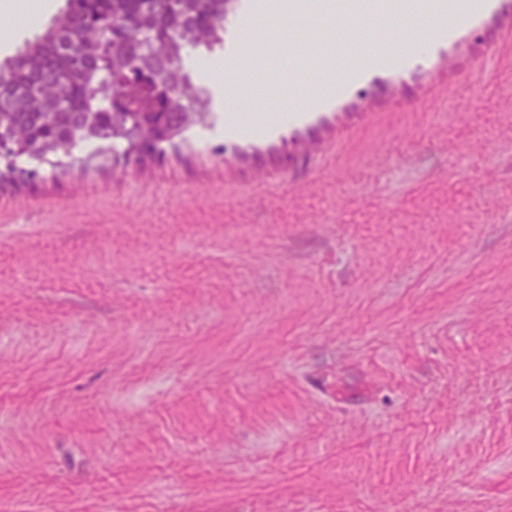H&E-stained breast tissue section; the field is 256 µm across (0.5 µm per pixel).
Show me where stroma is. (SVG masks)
<instances>
[{"label": "stroma", "instance_id": "35a3bbf8", "mask_svg": "<svg viewBox=\"0 0 512 512\" xmlns=\"http://www.w3.org/2000/svg\"><path fill=\"white\" fill-rule=\"evenodd\" d=\"M501 2L431 108L0 188V512H512Z\"/></svg>", "mask_w": 512, "mask_h": 512}]
</instances>
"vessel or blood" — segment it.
Wrapping results in <instances>:
<instances>
[{
    "instance_id": "b4317fda",
    "label": "vessel or blood",
    "mask_w": 512,
    "mask_h": 512,
    "mask_svg": "<svg viewBox=\"0 0 512 512\" xmlns=\"http://www.w3.org/2000/svg\"><path fill=\"white\" fill-rule=\"evenodd\" d=\"M500 0H325L324 16L349 15L336 28V43L355 42L356 55L337 64L332 53L289 54L277 65L270 54L254 53L252 42L271 40L268 0H227L224 7V80L209 81L216 117L193 141L201 146L220 139L229 157L258 160L273 153L299 151L321 128L352 130L373 112L374 90L393 91L416 82L425 93L448 71V56L499 10ZM312 0H282V20L297 33L311 27ZM273 79L275 103L252 104L241 119L238 108L250 102V82Z\"/></svg>"
}]
</instances>
